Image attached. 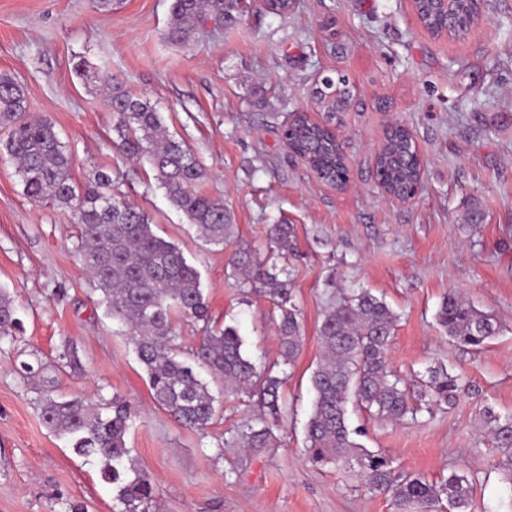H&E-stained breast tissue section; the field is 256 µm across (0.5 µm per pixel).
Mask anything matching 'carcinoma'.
<instances>
[{
  "instance_id": "obj_1",
  "label": "carcinoma",
  "mask_w": 512,
  "mask_h": 512,
  "mask_svg": "<svg viewBox=\"0 0 512 512\" xmlns=\"http://www.w3.org/2000/svg\"><path fill=\"white\" fill-rule=\"evenodd\" d=\"M450 7L453 17L467 18L481 9V0H451ZM245 8L242 0H172L171 22L163 38L186 46L208 21L230 27ZM415 11L435 37L443 36L445 30L453 40L468 34L467 25L445 26L443 0H416ZM349 96L346 82L337 81L321 88L314 98L330 121L336 103ZM109 100L117 116L113 131L120 148L153 168L168 200L201 237L231 248L227 266L237 286L272 301L278 311L274 324L281 358L284 364H293L303 346L304 325L291 280L279 278L275 266L239 241L224 201L201 189L204 167L185 143L165 133L161 112L150 100L130 93L118 82L111 83ZM0 128L8 131L0 146L16 162L25 195L72 210L79 224L76 254L96 279L108 314L125 327L148 376L154 403L187 428L207 429L216 416V397L196 371L204 367L212 381L224 383V391L256 395L272 416H278L282 379L257 370L243 354L236 327L212 324L196 267L176 244L155 234L145 211L109 201L104 192L111 182L107 172L96 171L81 189L74 184L73 155L62 145L52 123L30 117L25 89L8 74H0ZM409 139L405 128H397L378 158V175L393 190L415 178L418 161L412 159ZM287 143L327 173L342 168L325 128L303 123L293 128ZM291 233L290 225L273 224L269 240L281 251L288 247ZM176 315L202 323V336L188 357L176 343ZM436 321L452 343L474 349L501 330L493 315L455 293L443 298ZM397 322L389 305L366 290L352 292L323 315L318 328L322 355L311 374L314 399L306 426L308 459L323 466L357 467L370 489L390 494L395 512H437L444 500L448 512H469L474 486L468 476L454 473L440 484L420 477L401 479L394 475L393 460L364 448L355 439L358 431L348 423L351 404L378 418L401 422L416 417L424 406L453 402L464 388L460 375L434 371L421 383L417 404H412L401 379L389 367ZM19 328L13 300L0 289V338L15 336ZM53 384L49 381L39 397L45 425L67 437L75 454L96 462L102 479L115 486L117 500L124 505L122 512H140V506L154 496V481L137 466L127 447L126 436L136 417L131 404L114 397L94 406L79 396H57ZM487 426L497 450L495 468L512 486V416L502 420L489 411Z\"/></svg>"
}]
</instances>
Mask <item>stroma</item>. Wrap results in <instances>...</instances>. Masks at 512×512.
<instances>
[{
	"label": "stroma",
	"instance_id": "1",
	"mask_svg": "<svg viewBox=\"0 0 512 512\" xmlns=\"http://www.w3.org/2000/svg\"><path fill=\"white\" fill-rule=\"evenodd\" d=\"M170 6L0 0V73L24 85L31 115L54 124L75 158L77 185L109 172L113 198L137 204L183 251L213 320L237 326L244 352L283 377L286 406L274 418L257 398L231 394L203 432L156 406L128 336L76 256L72 211L29 200L0 154V287L23 326L0 340V512L121 509L98 466L44 425L38 386L19 371L24 361L48 365L57 394L119 396L137 408L127 445L156 482L149 512H394L356 471L312 464L304 452L317 329L358 289L399 316L392 369L416 385L443 367L469 384L414 422L350 409L359 443L392 457L402 474L437 483L454 472L474 476L470 512H506L512 498L485 416L512 414V0H485L462 41L429 34L410 0H297L285 16L251 6L233 27L206 28L185 48L163 38ZM79 62L98 86L84 85ZM339 73L354 94L335 124L350 165L344 190L319 181L281 135L294 114L321 120L312 88L318 75ZM111 78L150 99L192 149L208 173L203 191L231 210L240 240L262 249L268 225H293L276 263L293 282L305 328L294 365L280 362L269 299L242 293L223 246L200 238L148 163L116 146L103 86ZM392 123L410 130L423 163L408 203L377 185L374 154ZM475 208L484 214L476 226L468 219ZM451 291L501 323L481 350L449 343L436 323ZM68 348L77 369L59 365ZM250 427L270 428L265 446L243 444Z\"/></svg>",
	"mask_w": 512,
	"mask_h": 512
}]
</instances>
